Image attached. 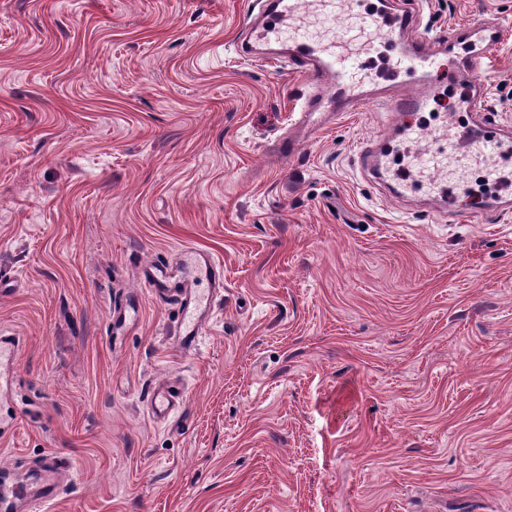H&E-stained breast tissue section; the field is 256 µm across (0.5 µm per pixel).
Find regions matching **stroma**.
Segmentation results:
<instances>
[{
  "label": "stroma",
  "mask_w": 512,
  "mask_h": 512,
  "mask_svg": "<svg viewBox=\"0 0 512 512\" xmlns=\"http://www.w3.org/2000/svg\"><path fill=\"white\" fill-rule=\"evenodd\" d=\"M256 0H0V334L19 413L0 467L66 458L47 512H512V156L462 147L454 217L392 197L357 153L394 137L364 103L276 165L308 86L238 55ZM420 32L492 22L484 69L438 71L433 152L473 84L512 127V0H418ZM371 0H335L357 38ZM224 267L201 343L143 292L148 263ZM139 307L111 334L109 308ZM179 387L153 421L156 382ZM19 340L1 337L0 342V389H9L14 384V367L16 363Z\"/></svg>",
  "instance_id": "stroma-1"
}]
</instances>
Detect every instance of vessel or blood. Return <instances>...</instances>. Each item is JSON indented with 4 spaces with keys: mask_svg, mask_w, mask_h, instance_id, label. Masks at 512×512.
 I'll use <instances>...</instances> for the list:
<instances>
[{
    "mask_svg": "<svg viewBox=\"0 0 512 512\" xmlns=\"http://www.w3.org/2000/svg\"><path fill=\"white\" fill-rule=\"evenodd\" d=\"M304 0H262L260 12L247 22L245 37L239 47L241 54L256 56L270 54L276 58L296 61L300 72L309 85L300 111V122L308 134H315L323 120L341 117L357 111L364 100L377 99L382 90L368 74L357 70V53L346 47L344 40L333 36H286L289 21L302 12ZM382 9L386 15L378 27L386 42L395 46L396 53L407 67L410 80L415 83L413 92L400 95L391 101L392 112L402 117H412L427 111L432 95L429 86L435 68L438 51L447 50L460 38H472L481 43L476 52L464 64L467 71L480 70L486 52L500 38L498 26L469 24L441 36L438 43L430 39H402L403 31L414 28L418 22L417 11L411 10L405 0H385ZM484 90L476 88L467 106L473 112L475 139L492 138L496 148L512 149V131L487 132V118L483 108ZM362 169L372 178L387 180L395 185L396 194L410 189L386 161L381 146L363 147L359 155ZM183 278L178 284H169L156 273L142 272L141 285L153 296L177 306L179 318L175 334L182 349L191 351L198 344L204 325L212 308L214 297L224 289V269L211 255L199 250H186L181 258ZM206 282V289H198V282ZM18 339H0V389L11 388L14 383ZM180 390L168 385L157 386L148 401L149 414L153 419L165 420L173 413L181 399ZM63 464L61 456L49 454L36 466L32 481L27 485H11L0 488V512H41L43 506L55 501L60 488L55 474Z\"/></svg>",
    "mask_w": 512,
    "mask_h": 512,
    "instance_id": "obj_1",
    "label": "vessel or blood"
}]
</instances>
